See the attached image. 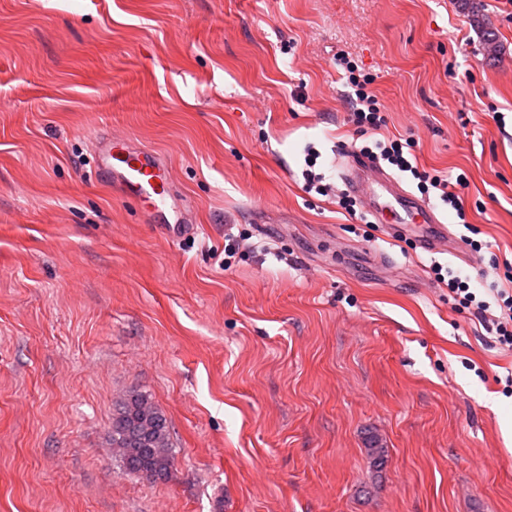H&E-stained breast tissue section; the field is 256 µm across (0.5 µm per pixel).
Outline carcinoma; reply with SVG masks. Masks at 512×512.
I'll list each match as a JSON object with an SVG mask.
<instances>
[{"mask_svg":"<svg viewBox=\"0 0 512 512\" xmlns=\"http://www.w3.org/2000/svg\"><path fill=\"white\" fill-rule=\"evenodd\" d=\"M122 421L112 422V449L125 471L144 477H161L172 465L170 426L147 396L136 394L119 409Z\"/></svg>","mask_w":512,"mask_h":512,"instance_id":"obj_1","label":"carcinoma"}]
</instances>
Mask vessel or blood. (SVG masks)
Instances as JSON below:
<instances>
[{"instance_id":"vessel-or-blood-1","label":"vessel or blood","mask_w":512,"mask_h":512,"mask_svg":"<svg viewBox=\"0 0 512 512\" xmlns=\"http://www.w3.org/2000/svg\"><path fill=\"white\" fill-rule=\"evenodd\" d=\"M94 152L99 169H111L128 197L140 201L149 212L166 209L176 216L177 223L170 230L172 236L190 232L187 205L169 193V171L160 157L147 151H131L125 139L109 134L99 135ZM343 182L367 212L391 232H415L420 247L430 252L447 245V224L369 157L348 154Z\"/></svg>"}]
</instances>
